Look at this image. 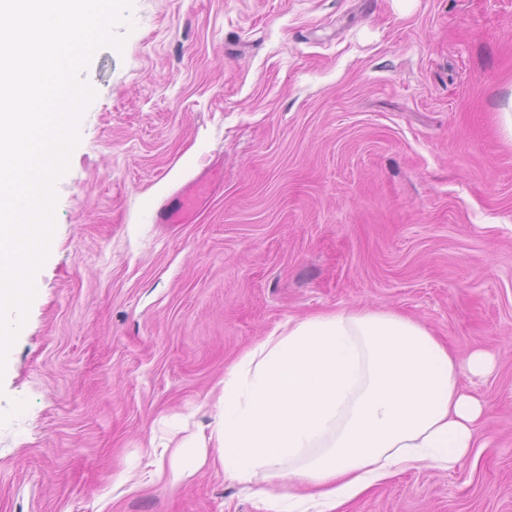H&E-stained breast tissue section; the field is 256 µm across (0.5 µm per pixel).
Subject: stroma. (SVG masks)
<instances>
[{"label":"stroma","mask_w":512,"mask_h":512,"mask_svg":"<svg viewBox=\"0 0 512 512\" xmlns=\"http://www.w3.org/2000/svg\"><path fill=\"white\" fill-rule=\"evenodd\" d=\"M0 369V512H259L167 421L288 317L394 309L496 368L483 447L347 512H512V0H132ZM223 172L189 224L153 214Z\"/></svg>","instance_id":"stroma-1"}]
</instances>
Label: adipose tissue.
Returning <instances> with one entry per match:
<instances>
[{
  "label": "adipose tissue",
  "mask_w": 512,
  "mask_h": 512,
  "mask_svg": "<svg viewBox=\"0 0 512 512\" xmlns=\"http://www.w3.org/2000/svg\"><path fill=\"white\" fill-rule=\"evenodd\" d=\"M493 367L482 350L456 358L393 309L289 318L225 367L208 431L186 436L172 423L170 482L214 449L238 483L288 481V493H263L264 512H345L387 479L461 464L478 445L485 402L460 376Z\"/></svg>",
  "instance_id": "1"
}]
</instances>
